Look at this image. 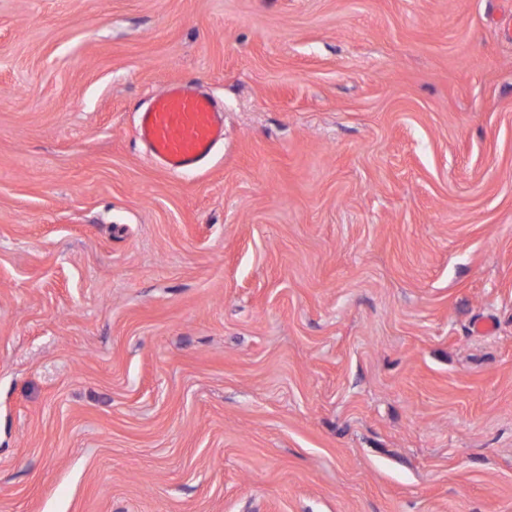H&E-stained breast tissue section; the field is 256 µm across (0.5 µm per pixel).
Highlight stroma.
Returning <instances> with one entry per match:
<instances>
[{"mask_svg":"<svg viewBox=\"0 0 512 512\" xmlns=\"http://www.w3.org/2000/svg\"><path fill=\"white\" fill-rule=\"evenodd\" d=\"M0 512H512V0H0ZM135 133L163 168L180 174L210 159L224 140V122L212 97L172 83L139 112Z\"/></svg>","mask_w":512,"mask_h":512,"instance_id":"35a3bbf8","label":"stroma"}]
</instances>
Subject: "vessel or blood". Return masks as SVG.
<instances>
[{"label": "vessel or blood", "instance_id": "1", "mask_svg": "<svg viewBox=\"0 0 512 512\" xmlns=\"http://www.w3.org/2000/svg\"><path fill=\"white\" fill-rule=\"evenodd\" d=\"M135 133L163 168L180 174L210 159L224 138V122L212 97L172 83L140 112Z\"/></svg>", "mask_w": 512, "mask_h": 512}]
</instances>
